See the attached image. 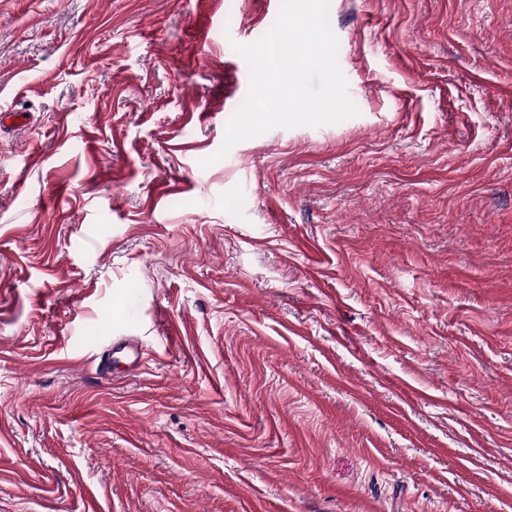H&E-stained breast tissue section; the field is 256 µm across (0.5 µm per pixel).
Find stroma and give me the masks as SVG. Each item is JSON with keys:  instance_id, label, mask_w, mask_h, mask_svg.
<instances>
[{"instance_id": "35a3bbf8", "label": "stroma", "mask_w": 512, "mask_h": 512, "mask_svg": "<svg viewBox=\"0 0 512 512\" xmlns=\"http://www.w3.org/2000/svg\"><path fill=\"white\" fill-rule=\"evenodd\" d=\"M279 13L0 0V512H512V0H330L359 115L218 158Z\"/></svg>"}]
</instances>
